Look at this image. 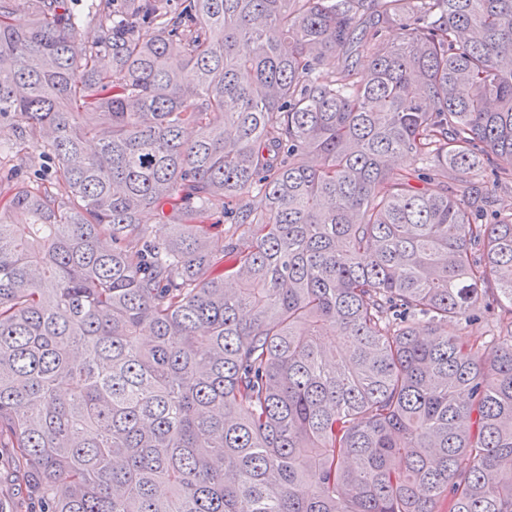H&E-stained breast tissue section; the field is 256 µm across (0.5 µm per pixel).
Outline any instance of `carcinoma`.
<instances>
[{"label":"carcinoma","mask_w":512,"mask_h":512,"mask_svg":"<svg viewBox=\"0 0 512 512\" xmlns=\"http://www.w3.org/2000/svg\"><path fill=\"white\" fill-rule=\"evenodd\" d=\"M167 2L0 0L36 512H512V0ZM89 0L72 1V7L78 15L83 17L80 23L77 38L85 42H93L99 36V29L94 21L85 18L89 11Z\"/></svg>","instance_id":"1"}]
</instances>
